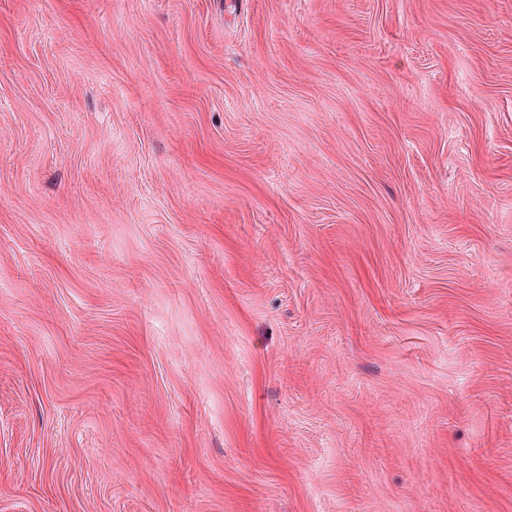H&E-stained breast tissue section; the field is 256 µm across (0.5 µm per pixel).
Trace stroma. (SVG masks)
<instances>
[{
    "instance_id": "stroma-1",
    "label": "stroma",
    "mask_w": 512,
    "mask_h": 512,
    "mask_svg": "<svg viewBox=\"0 0 512 512\" xmlns=\"http://www.w3.org/2000/svg\"><path fill=\"white\" fill-rule=\"evenodd\" d=\"M0 512H512V0H0Z\"/></svg>"
}]
</instances>
